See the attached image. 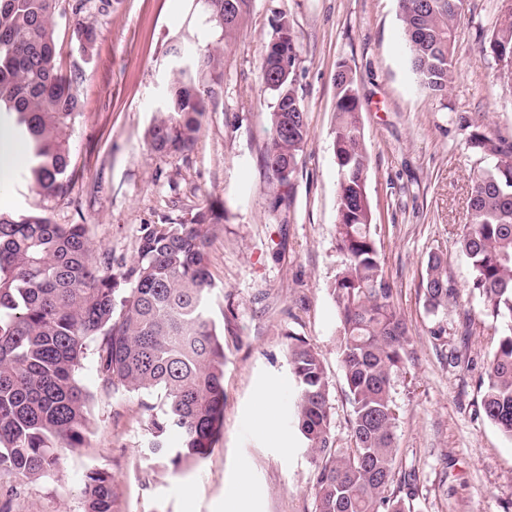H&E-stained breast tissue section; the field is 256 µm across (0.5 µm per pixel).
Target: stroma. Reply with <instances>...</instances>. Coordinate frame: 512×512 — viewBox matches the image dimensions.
<instances>
[{
  "label": "stroma",
  "instance_id": "obj_1",
  "mask_svg": "<svg viewBox=\"0 0 512 512\" xmlns=\"http://www.w3.org/2000/svg\"><path fill=\"white\" fill-rule=\"evenodd\" d=\"M493 0H467L455 31V77L446 101L422 89L412 71L399 0H252L231 41L210 22L204 0H112L87 13L100 31L93 59L78 52L58 21L60 60L79 75L84 108L71 132L74 176L67 193L46 200L19 167L0 188L4 212L48 211L58 224L88 223L95 252L132 261L140 227L176 221L210 199L227 219L209 248L210 315L224 328V422L210 455L175 472L148 452L149 414L139 397L96 391L84 448L61 449L48 477L12 485L0 479L8 512H84V475L115 479L119 512H226L234 479L249 493L240 512H314L316 463L292 421L296 388L288 333L319 353L331 387L337 446H345L352 407L339 356V321L329 286L342 263L336 249L338 169L334 154L336 70H353L365 141L377 243L395 305L409 328L411 360L396 377L397 473L415 472L413 512H512V439L483 415L478 383L497 325L470 289L471 267L457 240L477 156L455 122L463 113L512 145V93L483 55ZM297 37L294 79L309 137L289 196L274 205L277 181L263 162L273 98L260 77L279 18ZM219 60L215 95L187 155L163 158L146 132L178 65ZM448 259L458 298L437 314L423 306L420 283L429 253ZM474 320L462 328L464 314ZM446 326L435 340L433 329ZM276 391L269 425L257 414Z\"/></svg>",
  "mask_w": 512,
  "mask_h": 512
}]
</instances>
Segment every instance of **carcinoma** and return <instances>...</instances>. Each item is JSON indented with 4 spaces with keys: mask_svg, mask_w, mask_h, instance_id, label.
<instances>
[{
    "mask_svg": "<svg viewBox=\"0 0 512 512\" xmlns=\"http://www.w3.org/2000/svg\"><path fill=\"white\" fill-rule=\"evenodd\" d=\"M62 0H0V117H8L29 147L28 177L46 199L70 182L71 127L82 110L77 78L57 61L55 27ZM211 18L234 36L251 0H206ZM464 0H401L412 66L425 89L444 100L455 74V22ZM111 0H73L79 51L93 56L99 32L82 15L104 13ZM287 39L286 65L275 40ZM482 52H512V5L494 17ZM297 46L280 18L266 46L261 81L274 98L265 163L278 185L292 188L297 158L307 141L306 113L294 87ZM181 69L154 113L146 138L164 157L192 149L214 88L202 74ZM468 148L484 165L473 172L470 222L459 249L472 268V291L484 315L501 321L479 385L487 420L512 438V148L482 125L459 116ZM334 150L338 167L337 248L343 264L330 286L340 322L339 353L352 405L350 444L332 437L329 379L315 349L288 335V361L298 388L293 417L316 460L315 512H410L412 478L398 480L392 399L394 378L409 359L408 330L394 304L376 239L366 185L370 155L351 69L336 71ZM224 224V207L209 200L185 220L144 224L137 255L113 271L112 253L95 254L89 225L57 224L45 212L0 211V473L18 481L53 474L61 448L83 447L93 398L81 382L92 357L104 388L122 387L150 412L149 451L173 471L205 459L224 418V330L209 314L213 286L207 248ZM421 295L427 312L457 292L448 260L428 255ZM182 435L176 448L165 436ZM85 512H115L112 474L83 478Z\"/></svg>",
    "mask_w": 512,
    "mask_h": 512,
    "instance_id": "1",
    "label": "carcinoma"
}]
</instances>
